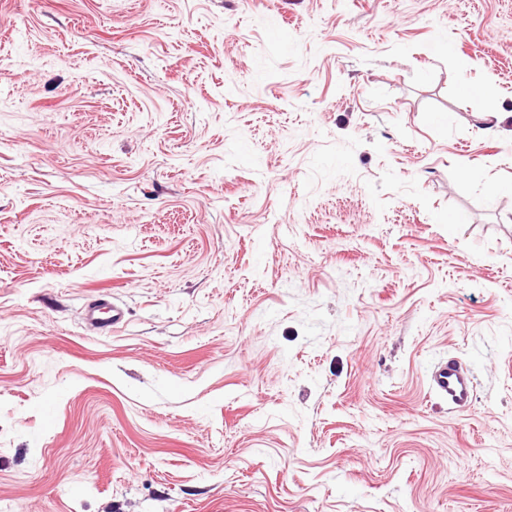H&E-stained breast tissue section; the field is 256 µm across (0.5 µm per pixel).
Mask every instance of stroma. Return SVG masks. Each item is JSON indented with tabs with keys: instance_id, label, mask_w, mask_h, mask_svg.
I'll return each mask as SVG.
<instances>
[{
	"instance_id": "stroma-1",
	"label": "stroma",
	"mask_w": 512,
	"mask_h": 512,
	"mask_svg": "<svg viewBox=\"0 0 512 512\" xmlns=\"http://www.w3.org/2000/svg\"><path fill=\"white\" fill-rule=\"evenodd\" d=\"M0 512H512V0H0ZM124 318V310L112 302V307L105 296H99L89 302L85 311V319L93 330L98 332L108 331L116 327ZM431 380L435 391L455 408H465L474 398L473 378L456 358L440 362L432 372Z\"/></svg>"
}]
</instances>
